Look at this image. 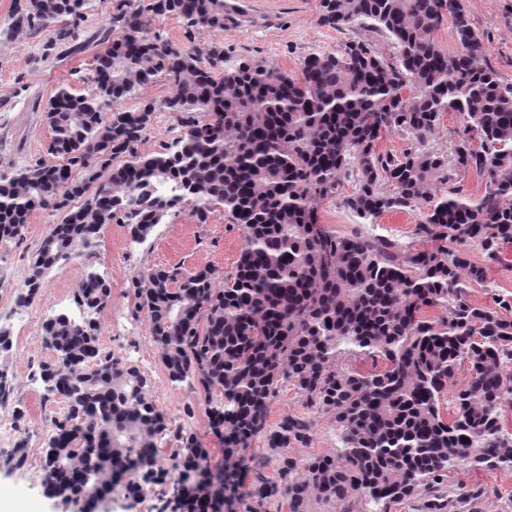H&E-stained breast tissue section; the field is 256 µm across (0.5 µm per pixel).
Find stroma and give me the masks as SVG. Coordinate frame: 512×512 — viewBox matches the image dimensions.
I'll use <instances>...</instances> for the list:
<instances>
[{"label": "stroma", "instance_id": "obj_1", "mask_svg": "<svg viewBox=\"0 0 512 512\" xmlns=\"http://www.w3.org/2000/svg\"><path fill=\"white\" fill-rule=\"evenodd\" d=\"M120 0H88L76 21L73 41L48 46L49 32L11 33L0 24V167H22L51 162L47 148L51 133L46 111L61 84L77 94H89L91 85L80 77L88 73L100 50L99 39L110 26ZM237 10L220 29L186 27L174 16H155L154 30L174 44L198 51L214 42L224 46V64L250 60L296 75L303 59L312 53L340 49L347 41L369 42L384 58L393 48L381 34L360 28L339 31L322 22V0H231ZM471 21L483 35L487 61L504 81L512 82V0H464ZM169 94L165 80L144 86L127 107L153 101L157 109L141 145L151 154L173 146L182 128L174 113L160 109ZM354 184L343 181L337 197L324 200L319 221L343 235L361 230L404 244L419 245L418 215L413 211L382 215L377 223L356 225L341 198ZM54 218L47 211L31 212L21 237L0 240V328H8L12 346L0 352V387L7 393L0 402V512H83L82 506L49 497L43 484L45 446L56 421L66 414L60 397L47 396L40 365L52 357L43 331L45 319L57 313H74V292L88 273L105 279L111 295L98 315L99 341L122 361L146 372L153 399L172 427L197 433L209 448L212 462L223 458L217 439L207 431L202 394L172 384L159 360L146 311L140 310L141 272L155 266L197 270L216 269L221 277L233 276L243 238L239 227L222 211L207 223H198L191 209L168 216L147 240L134 242L127 225H105L91 250H77L67 262L55 266L44 278L42 292L27 305L19 298L26 291L32 257L49 232ZM473 262L487 265V281L469 293L473 304L488 306L498 293L512 294V243L504 245L496 261H487L477 245H469ZM293 415L310 425L306 443L292 444L297 461L336 452L339 432L330 414L307 404L292 385L281 383L272 401L267 423L277 425ZM474 489V497L459 499L460 487ZM452 505L449 512H512V468L473 471L451 468L445 487Z\"/></svg>", "mask_w": 512, "mask_h": 512}]
</instances>
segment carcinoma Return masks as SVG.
<instances>
[{"label": "carcinoma", "mask_w": 512, "mask_h": 512, "mask_svg": "<svg viewBox=\"0 0 512 512\" xmlns=\"http://www.w3.org/2000/svg\"><path fill=\"white\" fill-rule=\"evenodd\" d=\"M87 0H16L6 29H54L48 45L75 38L65 21ZM225 0H122L85 82L88 95L60 87L46 118L58 162L0 169V239L21 235L36 208L60 219L31 262L33 301L46 274L101 228L120 218L144 241L176 209L193 206L201 224L220 206L243 236L235 275L153 268L141 274L151 335L168 379L204 394L207 429L224 465L192 430L177 429L170 466L158 448L169 422L152 381L99 342L96 315L110 288L90 274L74 298L85 315L44 323L53 357L40 366L47 394L67 406L45 448L47 490L90 505L115 488L132 500L159 488L161 512H224L239 497L237 471L255 437L280 452L281 479L258 477L245 493L257 503L284 499L288 512L333 507L357 494L398 502L424 495L422 512H443L448 466L512 467V438L499 409L512 397V294L493 306L472 304L486 282L471 261L476 243L488 259L512 242V83L489 66L484 39L464 0H323L329 27L389 36L392 61L369 43L304 58L300 75L244 61L224 69V45L205 58L153 30L150 16L173 15L189 28H224ZM450 20L457 50L434 32ZM162 77L171 92L161 108L183 128L168 149L140 151L153 102L119 105ZM408 95L401 96L402 90ZM455 112L450 153L427 146L444 113ZM411 140L400 156L378 152L385 135ZM121 157L123 163L113 161ZM486 176L484 195L438 197L448 170ZM354 178L344 206L365 224L418 209L414 249L355 230L338 235L319 223L321 202ZM441 306L433 322L425 309ZM345 356L380 359L382 370L344 367ZM467 384L440 400L458 362ZM332 415L343 447L303 464L288 448L308 439L309 424L289 415L266 426L280 381ZM205 486L202 497L193 491Z\"/></svg>", "instance_id": "obj_1"}]
</instances>
